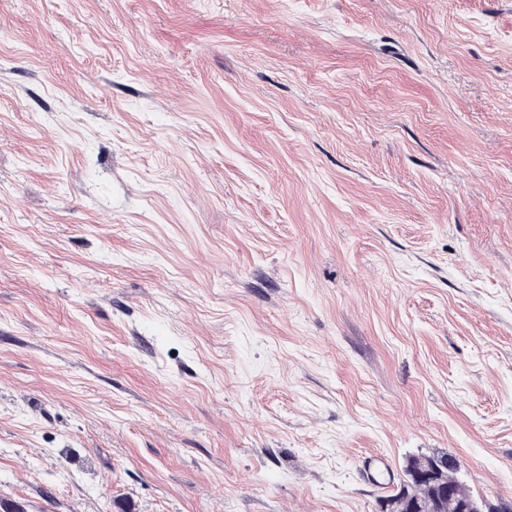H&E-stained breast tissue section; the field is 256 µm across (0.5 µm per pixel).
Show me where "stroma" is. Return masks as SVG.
<instances>
[{"instance_id": "1", "label": "stroma", "mask_w": 512, "mask_h": 512, "mask_svg": "<svg viewBox=\"0 0 512 512\" xmlns=\"http://www.w3.org/2000/svg\"><path fill=\"white\" fill-rule=\"evenodd\" d=\"M436 452L512 501V0H0V502L376 512Z\"/></svg>"}]
</instances>
